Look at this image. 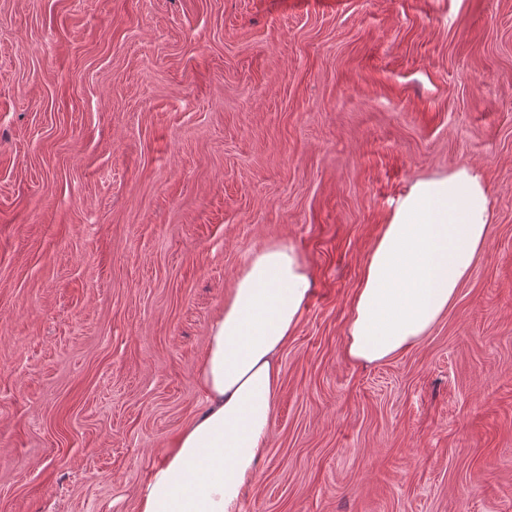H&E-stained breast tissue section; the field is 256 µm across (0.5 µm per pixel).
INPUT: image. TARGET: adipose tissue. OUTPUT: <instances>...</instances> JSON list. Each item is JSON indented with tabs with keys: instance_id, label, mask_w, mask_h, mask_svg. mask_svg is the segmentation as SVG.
<instances>
[{
	"instance_id": "adipose-tissue-1",
	"label": "adipose tissue",
	"mask_w": 512,
	"mask_h": 512,
	"mask_svg": "<svg viewBox=\"0 0 512 512\" xmlns=\"http://www.w3.org/2000/svg\"><path fill=\"white\" fill-rule=\"evenodd\" d=\"M491 221L484 184L472 170L414 181L363 265L347 323L348 356L377 363L421 342L469 278ZM310 292L293 246L273 243L249 258L209 329L198 369L203 408L152 470L137 512H240L269 446L278 357Z\"/></svg>"
}]
</instances>
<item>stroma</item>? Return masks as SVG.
<instances>
[{
    "instance_id": "obj_1",
    "label": "stroma",
    "mask_w": 512,
    "mask_h": 512,
    "mask_svg": "<svg viewBox=\"0 0 512 512\" xmlns=\"http://www.w3.org/2000/svg\"><path fill=\"white\" fill-rule=\"evenodd\" d=\"M462 166L470 277L350 361L390 210ZM273 242L312 289L242 512H512V0H0V512H136Z\"/></svg>"
}]
</instances>
